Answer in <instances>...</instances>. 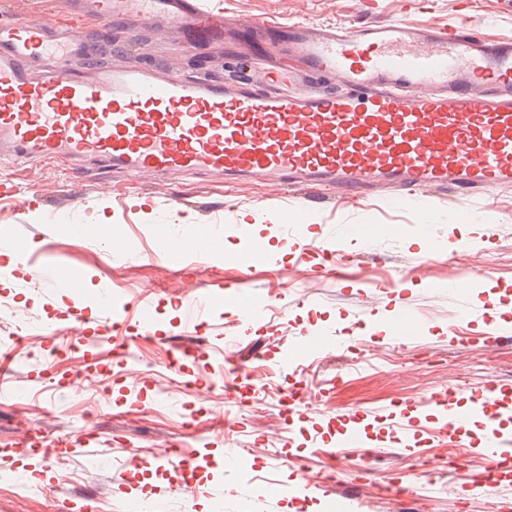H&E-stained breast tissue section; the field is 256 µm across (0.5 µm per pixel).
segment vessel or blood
I'll return each instance as SVG.
<instances>
[{"mask_svg": "<svg viewBox=\"0 0 512 512\" xmlns=\"http://www.w3.org/2000/svg\"><path fill=\"white\" fill-rule=\"evenodd\" d=\"M137 31L157 19L189 36L223 41L226 52L255 34L273 49L251 58L242 76L215 80L139 59L86 66V16ZM0 154L23 164L60 158L147 174H216L259 179L300 191L308 202L330 193L360 198L392 190L397 204L421 190L463 200L512 186V37L488 38L466 27L389 22L353 29L304 21H225L202 0H76L56 19L0 11ZM219 225L196 223L190 240L169 238L161 252L187 246L207 253ZM28 266L37 278L82 286L83 272ZM505 386L491 381L460 406L452 395L431 401L442 431L468 422L485 434L471 451L484 458L472 494H488L512 438L497 422ZM90 440L41 435L24 455H72ZM341 448L371 456L358 421L338 432ZM171 464L194 472L207 455L187 448Z\"/></svg>", "mask_w": 512, "mask_h": 512, "instance_id": "1", "label": "vessel or blood"}]
</instances>
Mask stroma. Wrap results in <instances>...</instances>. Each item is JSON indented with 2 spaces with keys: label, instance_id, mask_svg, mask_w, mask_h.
<instances>
[{
  "label": "stroma",
  "instance_id": "stroma-1",
  "mask_svg": "<svg viewBox=\"0 0 512 512\" xmlns=\"http://www.w3.org/2000/svg\"><path fill=\"white\" fill-rule=\"evenodd\" d=\"M229 21L305 20L358 27L383 22L463 25L512 36V0H205ZM101 57L119 62L148 52L174 59L188 73L201 68L225 74L224 49L183 43L176 31L133 34L122 25L84 21ZM34 185L45 207L22 210L0 194V244L38 242L50 268L84 270L79 293L29 282L0 261V328L14 332L13 357L0 363L15 391L0 405V512H129L132 504H166L164 492L179 480L174 467L155 468L157 456L181 448L208 454L215 468L196 476L190 512H331L336 483L354 484L360 512H497L512 503V468L493 495L465 491L463 474L481 471L470 453L471 429L450 437L438 431L428 398L445 390L460 402L489 381L512 385V341H493V324L512 329V188L494 189L464 202L454 194L420 193L393 209L386 192L357 203L302 213L290 190L256 181L104 172L92 165L34 161L0 174ZM105 216L111 247L73 232ZM222 227L225 252L180 260L159 254L162 236L182 231V219ZM261 223L241 234V220ZM361 225L358 236L345 227ZM455 253H445L448 242ZM329 243L341 260L323 268L315 248ZM223 283L266 296L263 321L245 323L238 310L221 307L187 327L182 304ZM113 289L115 306L143 295L153 304L154 332L142 337L135 322L122 332L101 328L93 299ZM490 297L495 323L477 306ZM423 316L418 336L398 342L386 322L397 308ZM331 330L336 339L311 351L301 367H283L279 355L303 337ZM247 371L267 376L244 408L224 402V354ZM305 380L317 399L286 409L280 388ZM415 411L410 447L397 443L395 407ZM94 412L96 462L77 456L34 457L18 462L12 451L28 431L48 439L79 432ZM370 420L382 461L362 477L336 467V428L351 415ZM237 426L224 433L223 416ZM137 452L139 470L124 468ZM431 462V477L416 473ZM45 473L29 483L27 471ZM411 485L420 499L388 497L384 488Z\"/></svg>",
  "mask_w": 512,
  "mask_h": 512
}]
</instances>
